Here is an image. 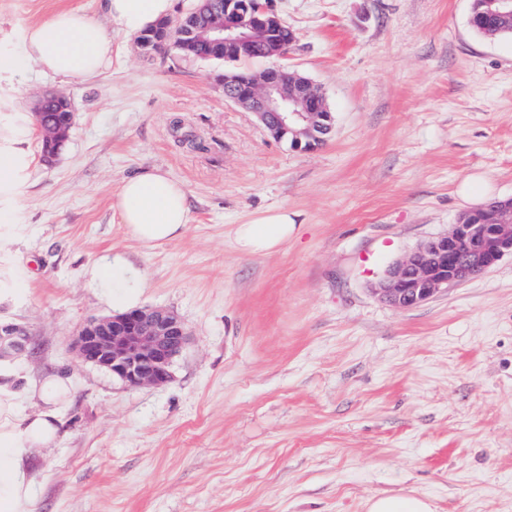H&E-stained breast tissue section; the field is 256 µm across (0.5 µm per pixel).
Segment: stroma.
<instances>
[{
    "mask_svg": "<svg viewBox=\"0 0 512 512\" xmlns=\"http://www.w3.org/2000/svg\"><path fill=\"white\" fill-rule=\"evenodd\" d=\"M270 5L296 37L284 65L334 116L310 152L225 100L224 62L144 56L122 37L91 80L21 67L22 105L53 94L77 114L18 220L0 223V318L34 346L11 366L68 380L35 510L364 512L412 493L437 512H512V258L408 310L370 291L464 211L512 197V38L478 36L471 0ZM65 7L98 0H0V30ZM151 168L186 188L191 222L146 247L112 196ZM283 206L296 239L237 248L235 225ZM112 252L140 273L139 306L191 330L167 386H126L73 353L78 327L112 311L91 284Z\"/></svg>",
    "mask_w": 512,
    "mask_h": 512,
    "instance_id": "35a3bbf8",
    "label": "stroma"
}]
</instances>
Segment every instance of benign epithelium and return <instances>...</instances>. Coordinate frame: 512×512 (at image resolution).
Listing matches in <instances>:
<instances>
[{
	"label": "benign epithelium",
	"mask_w": 512,
	"mask_h": 512,
	"mask_svg": "<svg viewBox=\"0 0 512 512\" xmlns=\"http://www.w3.org/2000/svg\"><path fill=\"white\" fill-rule=\"evenodd\" d=\"M482 14L502 24L512 21V0H480ZM285 24L272 11L269 0H220L216 13L204 27L193 14L176 23L161 22L140 49L150 54L168 45L202 37L213 55L224 58L260 57L273 62L259 71L224 80V98L252 112L278 139L292 138L295 149L308 151L324 142L331 130L326 99L308 78L277 60L295 43L293 31L283 36ZM61 105L62 119L44 125L42 112L36 123L56 157L67 143L76 113L64 97H51ZM512 256V198L493 200L458 216L446 235L420 243L397 260L377 282L374 293L396 309H410L438 293L483 274L502 258ZM190 333L172 311L139 308L93 318L74 339L78 358L110 373L129 387H160L173 379V365ZM32 340L22 326L0 320V358L31 351Z\"/></svg>",
	"instance_id": "obj_1"
}]
</instances>
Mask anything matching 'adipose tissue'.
<instances>
[{"label": "adipose tissue", "mask_w": 512, "mask_h": 512, "mask_svg": "<svg viewBox=\"0 0 512 512\" xmlns=\"http://www.w3.org/2000/svg\"><path fill=\"white\" fill-rule=\"evenodd\" d=\"M99 2L94 14L80 7L64 8L19 31L0 33L1 223L18 219L19 200L35 164L32 117L18 104L20 61L62 81L95 78L112 63L115 35H140L165 20L172 9V0ZM112 209L125 231L146 245L180 238L190 222L185 187L158 168L125 178L112 197ZM297 232L295 212L281 207L236 225L234 240L242 252L271 254ZM92 281L113 304L136 306L137 274L122 254L102 256ZM66 390V379L59 373L38 378L0 370V512H32L33 452L57 441L60 422L54 406ZM24 400L42 402L45 409L24 413Z\"/></svg>", "instance_id": "ef3b65f1"}]
</instances>
